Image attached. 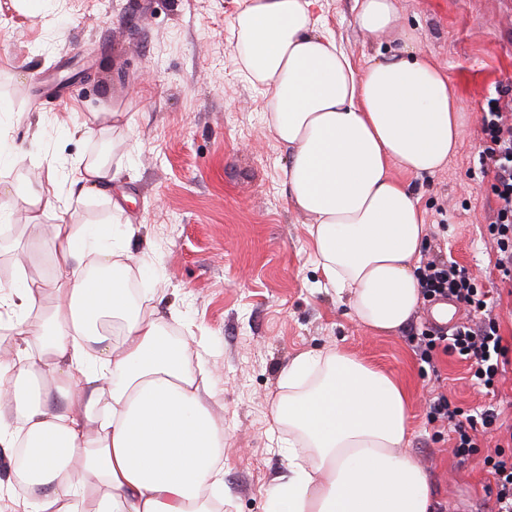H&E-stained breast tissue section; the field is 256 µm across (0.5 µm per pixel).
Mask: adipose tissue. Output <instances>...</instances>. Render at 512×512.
Here are the masks:
<instances>
[{"mask_svg": "<svg viewBox=\"0 0 512 512\" xmlns=\"http://www.w3.org/2000/svg\"><path fill=\"white\" fill-rule=\"evenodd\" d=\"M320 0H243L232 32L242 66L266 95L265 121L291 151L285 172L312 240L318 289L366 328L392 335L420 297L427 236L419 199L395 172L440 170L463 134L447 76L410 50L355 69L325 29ZM395 0H355L375 38L397 26ZM48 169L23 194L27 222L54 213L43 242L52 276L0 285V323L17 336L0 358V446L26 449L19 478L37 512H214L224 483V425L204 359L171 341L128 286L134 236L76 227ZM97 254L111 277L86 274ZM51 311L28 318L45 292ZM98 344L88 357L86 343ZM273 410L286 426L288 472L265 512H430L425 470L405 451L407 396L389 375L336 348L284 368Z\"/></svg>", "mask_w": 512, "mask_h": 512, "instance_id": "ef3b65f1", "label": "adipose tissue"}]
</instances>
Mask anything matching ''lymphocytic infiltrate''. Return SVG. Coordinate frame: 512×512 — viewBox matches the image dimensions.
I'll return each mask as SVG.
<instances>
[{
	"instance_id": "1",
	"label": "lymphocytic infiltrate",
	"mask_w": 512,
	"mask_h": 512,
	"mask_svg": "<svg viewBox=\"0 0 512 512\" xmlns=\"http://www.w3.org/2000/svg\"><path fill=\"white\" fill-rule=\"evenodd\" d=\"M481 124L486 142L485 162L492 173L491 189L497 199V210L486 232L494 245V267L499 280L512 286V113L505 110L500 99H489ZM418 276L425 302L451 300L467 312L466 321L449 333L425 328L416 335L421 361L433 364L436 349H444L467 362L473 385L494 391L511 361L502 344L499 323L487 302V291L464 267L441 253L428 258ZM429 409L432 420L446 424L452 433L454 454L462 459L476 448L478 434L492 435L504 427L499 411L492 405L470 414L441 394L431 399Z\"/></svg>"
}]
</instances>
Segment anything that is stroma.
I'll return each mask as SVG.
<instances>
[{
    "instance_id": "obj_1",
    "label": "stroma",
    "mask_w": 512,
    "mask_h": 512,
    "mask_svg": "<svg viewBox=\"0 0 512 512\" xmlns=\"http://www.w3.org/2000/svg\"><path fill=\"white\" fill-rule=\"evenodd\" d=\"M396 30L372 39L354 23V0H322L321 13L356 66L410 46L456 92L464 132L456 154L432 176H404L427 211L424 256L442 250L490 291L504 345L512 348V294L503 293L484 235L496 209L481 112L490 98L512 101V0H397ZM236 0H0V140L24 153L0 166V283L27 273L46 278L34 252L44 225L27 223L19 195L48 167L75 225H133L129 287L148 293L173 341L208 350L222 391L224 498L220 512H264L286 474L287 428L270 414L283 369L302 352L341 347L408 390L406 447L428 474L433 512H492L493 479L483 458L467 459L430 421L439 389L471 412L493 404L512 422V368L495 394L467 378V364L437 353L439 375L422 369L409 327L380 335L362 326L334 294L315 288L311 239L294 206L287 149L268 128L266 99L245 76L231 35ZM409 32L411 43L401 34ZM125 120L112 126L107 115ZM105 156L112 181L71 185L69 166ZM155 266L144 281L140 267ZM18 449L0 447V512H35L16 477Z\"/></svg>"
}]
</instances>
